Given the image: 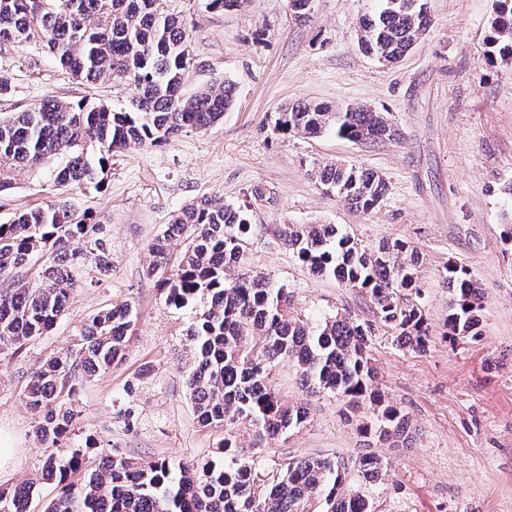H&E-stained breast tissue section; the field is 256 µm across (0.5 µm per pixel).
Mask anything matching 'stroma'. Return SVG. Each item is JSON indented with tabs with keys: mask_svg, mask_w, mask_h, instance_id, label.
Masks as SVG:
<instances>
[{
	"mask_svg": "<svg viewBox=\"0 0 512 512\" xmlns=\"http://www.w3.org/2000/svg\"><path fill=\"white\" fill-rule=\"evenodd\" d=\"M187 22L201 68L186 93L230 79L236 102L221 122L170 142L113 157L102 189L73 196L104 217L112 273L79 274L65 315L48 335L16 354L0 355V436L16 448L0 491L36 481L30 512L60 491L41 477L44 448L23 393L42 360L74 349L98 312L131 305L135 317L124 356L84 379L72 402L67 450L93 442L99 454L139 463L221 461L224 432L198 422L186 385L188 331L201 303L182 308L146 274L149 245L172 215L201 198L242 207L251 226L243 272L269 277L292 293L293 307L316 323L349 311L370 320L366 293L313 276L273 235L282 224L338 225L363 245L400 239L419 254V305L431 344L419 353L384 331L370 343L376 387L409 417L407 447H378L389 464L364 491L373 512H512V57L492 55L487 37L496 0H426L431 25L398 63L382 64L357 47V22L377 0H313L307 20L288 0H253L232 10L205 0H159ZM9 84L0 110L19 112L46 99L87 96L119 110L131 86L108 79L79 85L38 45L0 47V78ZM304 102L366 105L388 113L400 139L365 146L329 133L317 138L274 129L281 108ZM335 162L383 176L386 194L373 211H355L327 190L315 169ZM263 198H255L254 190ZM49 169L0 195V222L50 204ZM464 267L482 287L481 334L445 335L450 294L441 273ZM276 387L288 404L304 402L308 421L244 455L268 467L306 457L355 458L362 441L329 394L311 397L294 367L280 363ZM132 419H125V411Z\"/></svg>",
	"mask_w": 512,
	"mask_h": 512,
	"instance_id": "35a3bbf8",
	"label": "stroma"
}]
</instances>
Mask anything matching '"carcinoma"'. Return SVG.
Listing matches in <instances>:
<instances>
[{"label": "carcinoma", "mask_w": 512, "mask_h": 512, "mask_svg": "<svg viewBox=\"0 0 512 512\" xmlns=\"http://www.w3.org/2000/svg\"><path fill=\"white\" fill-rule=\"evenodd\" d=\"M379 2L373 16L360 19L357 44L365 54L394 63L423 38L431 19L425 0ZM491 29V47L512 56V0H497ZM0 43L37 44L77 81L109 78L133 87L120 112L103 102L47 99L0 113V192L56 162L55 200L0 224V273L38 266L34 277L21 275L0 291L2 355L45 335L64 314L76 288V266L87 262L104 277L112 271L106 225L71 195L99 188L112 156L124 150L220 122L234 105L235 85L222 80L184 94L196 68L189 34L185 22L157 0H0ZM274 128L309 137L333 132L362 145L401 137L386 113L360 105L301 103L276 113ZM315 175L363 213L376 209L386 193L385 179L369 170L326 163ZM250 231L243 209L200 199L173 215L150 245L148 275L164 288L167 302H206L190 328L194 367L187 387L199 423L224 428V461L140 465L121 455L92 462L80 452L66 458L53 452L72 423L66 400L83 377L122 357L133 315L129 306H115L85 324L76 352L52 356L30 374L24 398L38 416L36 438L51 449L41 476L63 484L44 512H371L350 480L379 479L387 464L376 454L349 461L290 459L267 471L240 454L227 431L245 422L261 443L307 421L308 408L285 405L276 391L273 372L287 362L309 392H330L352 412L367 407L359 425L367 444L411 438L406 414L383 403L373 388L368 346L374 324L345 312L313 325L292 311L285 286L262 276L228 277L244 261ZM275 238L311 274L365 291L396 345L425 350L422 311L408 298L417 289L419 256L406 242L370 248L335 224H283ZM80 240L87 243L81 250L73 247ZM443 283L451 295L452 334L477 338L480 286L455 265L445 268ZM77 472L81 482L65 483ZM34 489L35 482L25 479L1 492L0 512H29Z\"/></svg>", "instance_id": "carcinoma-1"}]
</instances>
